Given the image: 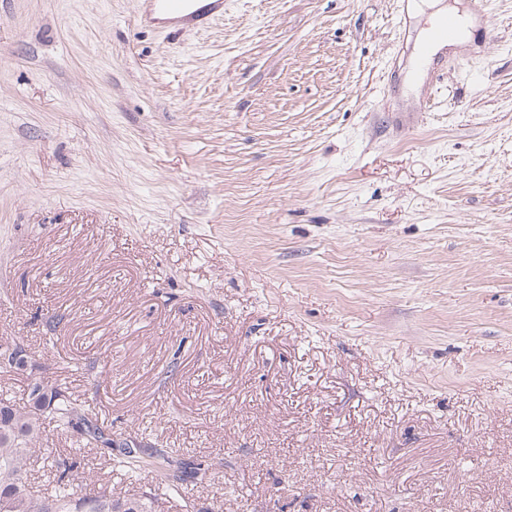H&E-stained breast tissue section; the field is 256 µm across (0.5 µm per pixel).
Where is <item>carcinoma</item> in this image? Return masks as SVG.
<instances>
[{
    "label": "carcinoma",
    "instance_id": "cac0c4a2",
    "mask_svg": "<svg viewBox=\"0 0 512 512\" xmlns=\"http://www.w3.org/2000/svg\"><path fill=\"white\" fill-rule=\"evenodd\" d=\"M47 419L62 433H77L83 447L104 449L111 467L132 479L140 477L144 465L136 451L127 447L112 453V438L79 412L65 389L36 381L21 405L0 398V512H155L151 496L127 497L93 480L74 483L71 472L79 464L77 455L64 456L41 446ZM37 453L58 473L55 489L43 495L33 493L27 478L30 460ZM150 458L166 494H180L187 479L200 475V465L175 461L164 450Z\"/></svg>",
    "mask_w": 512,
    "mask_h": 512
}]
</instances>
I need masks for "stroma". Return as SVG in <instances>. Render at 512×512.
<instances>
[{
	"mask_svg": "<svg viewBox=\"0 0 512 512\" xmlns=\"http://www.w3.org/2000/svg\"><path fill=\"white\" fill-rule=\"evenodd\" d=\"M420 2L0 0V396L200 463L157 512H512V0L417 76ZM201 1L207 3L200 5ZM144 4L141 21L156 25L186 22L204 28L224 14V0H144Z\"/></svg>",
	"mask_w": 512,
	"mask_h": 512,
	"instance_id": "stroma-1",
	"label": "stroma"
}]
</instances>
